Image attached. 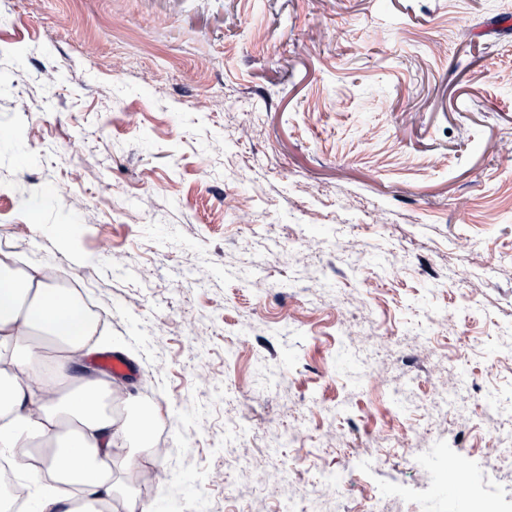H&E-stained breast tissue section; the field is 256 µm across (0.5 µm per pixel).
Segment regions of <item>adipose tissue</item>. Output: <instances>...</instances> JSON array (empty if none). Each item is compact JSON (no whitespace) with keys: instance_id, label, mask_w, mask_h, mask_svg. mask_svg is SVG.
<instances>
[{"instance_id":"ef3b65f1","label":"adipose tissue","mask_w":512,"mask_h":512,"mask_svg":"<svg viewBox=\"0 0 512 512\" xmlns=\"http://www.w3.org/2000/svg\"><path fill=\"white\" fill-rule=\"evenodd\" d=\"M111 348L41 263L0 256V456L25 474L30 512H154L130 488L157 455L153 411L81 368Z\"/></svg>"}]
</instances>
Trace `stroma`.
Listing matches in <instances>:
<instances>
[{
	"instance_id": "35a3bbf8",
	"label": "stroma",
	"mask_w": 512,
	"mask_h": 512,
	"mask_svg": "<svg viewBox=\"0 0 512 512\" xmlns=\"http://www.w3.org/2000/svg\"><path fill=\"white\" fill-rule=\"evenodd\" d=\"M1 127L0 228L74 225L40 254L157 413L159 512H252L230 442L271 436L303 510L343 470L321 512L396 486L401 512H448L413 453L365 443L415 423L475 456L512 430L480 413L512 400V0H0ZM368 315L438 349L469 428L419 408L424 350L337 368ZM403 383L417 405L393 402ZM309 406L328 419L298 423Z\"/></svg>"
}]
</instances>
